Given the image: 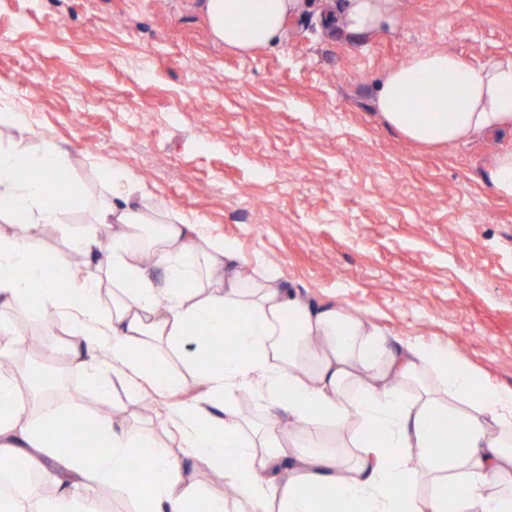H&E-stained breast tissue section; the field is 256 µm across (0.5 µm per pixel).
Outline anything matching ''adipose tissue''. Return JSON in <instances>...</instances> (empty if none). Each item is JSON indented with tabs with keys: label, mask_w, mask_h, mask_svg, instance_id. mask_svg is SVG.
Here are the masks:
<instances>
[{
	"label": "adipose tissue",
	"mask_w": 512,
	"mask_h": 512,
	"mask_svg": "<svg viewBox=\"0 0 512 512\" xmlns=\"http://www.w3.org/2000/svg\"><path fill=\"white\" fill-rule=\"evenodd\" d=\"M294 7L205 0V15L216 40L249 54L281 38ZM326 19L369 36L398 24V3L345 0ZM376 105L389 126L427 148L512 133V56L475 66L445 49L409 54L386 74ZM0 126L19 133L0 146V306L34 324L66 318L75 338L69 367L100 395L135 401L149 391L167 402L162 439L95 416L107 453L91 466L86 441L70 432L69 405L44 388L23 400L16 378L0 374V477L25 460L53 488L39 512H100L76 492L104 481L138 512H512V486L502 482L512 474V389L478 387L452 348L400 345L376 321L310 303L274 267L242 275L233 241L184 221L131 175L113 174L92 223H62L73 200L55 190L64 155L46 138L30 149L24 110L1 112ZM51 231L82 257V278L70 279L66 253L48 248ZM202 331L234 337L237 355L210 360ZM149 349L176 355L180 366L141 362ZM97 350L110 356L111 376L86 360ZM191 380L201 394L171 402ZM239 393L265 401L266 422L238 413L231 399ZM280 411L299 437L281 434ZM441 418L457 438L447 454ZM302 439L310 451H298ZM134 454L151 464L148 483L123 478ZM201 466L235 489V510L223 495L201 493ZM452 485L458 496H449ZM314 486L323 496H310Z\"/></svg>",
	"instance_id": "adipose-tissue-1"
}]
</instances>
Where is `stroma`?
<instances>
[{
  "instance_id": "stroma-1",
  "label": "stroma",
  "mask_w": 512,
  "mask_h": 512,
  "mask_svg": "<svg viewBox=\"0 0 512 512\" xmlns=\"http://www.w3.org/2000/svg\"><path fill=\"white\" fill-rule=\"evenodd\" d=\"M201 3L0 0V82L65 155L66 186L92 201L131 172L234 241L244 273L272 266L311 302L453 346L482 384L512 389V198L485 177L512 138L425 150L376 107L412 52L512 55V0H399L400 26L368 37L298 0L251 55L213 39ZM40 336L17 376L66 362L67 320Z\"/></svg>"
}]
</instances>
